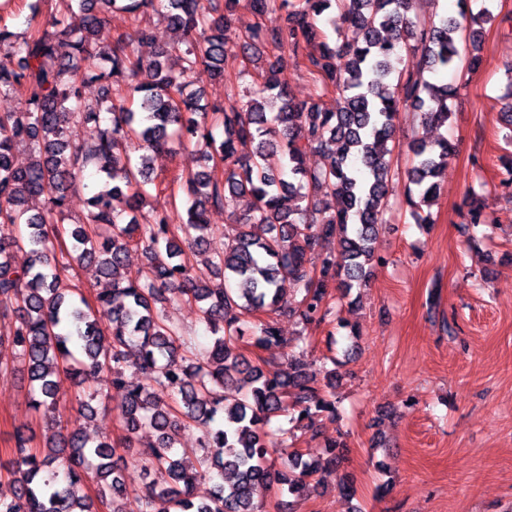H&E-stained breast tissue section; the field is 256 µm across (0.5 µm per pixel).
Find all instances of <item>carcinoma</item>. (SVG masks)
I'll list each match as a JSON object with an SVG mask.
<instances>
[{
  "instance_id": "1",
  "label": "carcinoma",
  "mask_w": 512,
  "mask_h": 512,
  "mask_svg": "<svg viewBox=\"0 0 512 512\" xmlns=\"http://www.w3.org/2000/svg\"><path fill=\"white\" fill-rule=\"evenodd\" d=\"M239 3L164 0V19L185 40L147 59L133 48L152 41L146 26L132 39L118 37L107 52L94 44L109 12L127 13L137 23L154 0H67L58 34L35 28L19 35L0 26V49L18 58V70L0 71V95L19 103L17 111L0 113V228L11 229L0 236V320L13 321L0 348L14 350L29 382V406L51 430L41 448L30 446L34 432L13 433L11 455L0 459V472L7 473L0 479V512H124L118 446L48 417L62 370L88 419L97 411L92 402L121 394L125 447L143 429L155 433L141 465L140 512H265L258 487L308 494L316 489L309 478L336 472L343 462L340 437L317 460L290 452L281 469L264 443L265 426L288 410L297 427L336 415V370L326 371L320 384L309 374L303 348L264 369L251 364L237 342L249 335L264 349L286 345L279 317L320 324L332 312L330 282L347 298L387 263L379 235L394 181L405 178L412 216L431 223V214L420 211L439 197L437 178L454 145L445 137L411 142V165L401 173L392 161L396 120L409 104L426 124L445 127L458 89L397 74L392 58L414 51L420 69L432 75L463 62L476 70L481 14L473 13L472 0H456L459 17L474 21L465 59L457 46L458 17L421 24L411 16L414 0H249L259 16L285 11L287 23L253 28L244 54L270 45L280 55L245 103L211 108L189 77L224 75V31ZM301 60L320 93L342 99L338 110L289 94L282 74L288 62ZM81 121L94 123L88 148L69 138L70 125ZM247 142L254 144L252 154L237 156V144ZM174 143L196 148L203 165L184 179L182 210L145 216L142 202L155 186L148 153ZM20 144L32 151L25 167L13 164ZM309 152L326 158L324 167L309 169ZM89 169L104 183L91 187L86 222L61 228L67 191ZM245 195L249 209L235 220L224 252L190 275L187 253L207 251L209 209H225ZM35 197L44 198L37 213L26 207ZM468 201V223H499L475 190ZM174 223L179 240L171 235ZM258 224L265 235L252 233ZM63 234L72 239L70 260L54 263L53 240ZM329 240L338 241V250L324 249ZM133 248L145 252L147 264L125 279L119 272ZM16 250L30 255L28 265H15ZM85 262L112 280L91 303L67 275L72 264ZM286 280L300 298H285ZM182 299L197 304L215 334L200 357L189 355L179 328L163 313ZM128 368L149 383L127 384ZM191 428L202 431L208 449L198 469L177 452L182 432ZM213 471L218 482L204 495L200 483ZM88 477L96 482L94 498L84 492Z\"/></svg>"
}]
</instances>
